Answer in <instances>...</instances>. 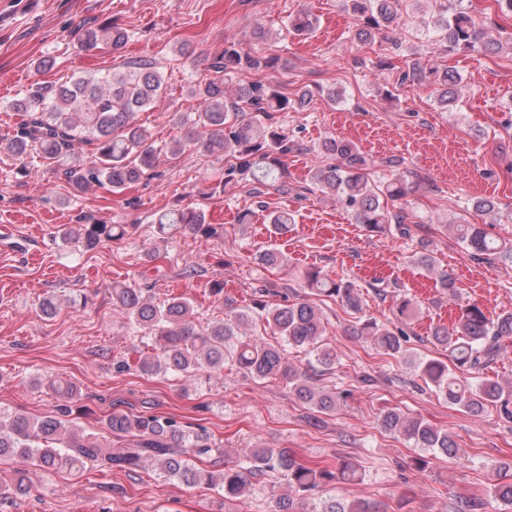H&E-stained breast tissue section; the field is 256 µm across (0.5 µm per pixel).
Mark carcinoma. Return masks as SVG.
<instances>
[{
	"label": "carcinoma",
	"instance_id": "obj_1",
	"mask_svg": "<svg viewBox=\"0 0 512 512\" xmlns=\"http://www.w3.org/2000/svg\"><path fill=\"white\" fill-rule=\"evenodd\" d=\"M406 0H349L348 9L356 23V37L369 43L401 18ZM128 30L112 25L90 28L84 32L85 48L110 47L119 50L129 42ZM420 40L426 45L439 43L449 51L494 53L500 43L489 38L462 6L451 0L437 16L421 22ZM274 56L253 54L241 43H232L224 53L207 60V75L189 87L198 101L195 115L182 113L179 123L188 127L185 138L155 144L148 129L136 115L157 106L166 86L154 64L145 60L126 63V71H96L64 82H36L24 95L13 100L8 109L22 113L14 134L0 137V150L26 165L30 161L54 167L76 187L92 184L109 186L119 193L129 185L151 175L156 157L163 154L176 162L190 151L225 160L224 180L245 181L255 196L274 188L288 191V156L305 150L288 136L277 114L310 105V95L303 91L290 99L270 85L255 81L229 91L224 77L235 71L264 72L277 66ZM441 87L438 98L443 108L457 100L459 77L452 71L420 66L408 69L404 79L420 83L426 76ZM203 128L205 134L197 132ZM92 147L83 156V147ZM321 152L329 162L315 166L310 184L335 195L351 213L355 223L372 233L395 230L411 237L422 230L418 224L405 223L403 208L397 207L411 187L404 179L379 180L375 164L358 147L342 139H328ZM472 210L492 214L512 223V210L501 213L492 198H478ZM160 232L179 226L192 233L219 237L221 224H209L203 211L184 207L161 213L154 218ZM267 223L275 235L288 233L291 215L271 211ZM449 230L455 232L462 248L481 263L512 264V239L488 236L483 225L471 224L463 216L452 215ZM125 235L121 224H71L61 234L65 244L77 243L91 250L105 241ZM266 269H278L285 259L275 248H266L255 256ZM308 286L317 295L334 298L350 312L362 310V300L351 282L332 279L312 270L305 275ZM113 305L119 310L131 333L151 340L152 350L138 351L133 364L144 374L174 373L187 381L207 373H219L224 363L233 364L241 373L256 380H275L301 402L320 413L336 410L341 394L325 391L317 385V373L336 368V352L324 347L322 311L312 302L291 300L281 295L280 302L265 300L239 309L220 322L201 324L191 300L173 296L161 303L143 289L129 285L112 289ZM394 316L401 326L389 328L371 318L360 319L353 335L367 336L382 354L414 365L416 375L434 388L448 405L472 417L481 416L493 406L507 422H512V385L503 386L483 377V372L501 355L500 340L512 336V312L491 320L476 303L467 306L452 327H434L429 343L448 351V361L439 358L414 362L406 344L410 341L405 326L417 316L413 299H401ZM279 338L270 343L264 334ZM302 349L311 353L317 368L307 371L290 364L288 354ZM46 385L61 397L77 396L69 381L50 379ZM379 430L413 443L416 448L438 452L446 457L456 454L457 444L447 431L397 407L387 408L378 419ZM110 434L125 437L129 446L120 450L102 436L85 434L72 421L66 403L43 417L32 418L19 412L0 410V458H19L43 472L81 471L86 464L103 468L132 469L149 464L164 478L193 488L199 485L219 487L224 499L241 497L250 479L281 475L288 481L289 494L275 499L274 512H296L293 495L311 497L309 512H386L365 501H347L334 493L318 494L330 483L357 478V465L343 460L332 468L327 464L298 457L288 448H253L243 458L226 459L204 432L195 431L173 417L152 413L128 414L116 410L107 418ZM30 485L23 473L6 485H0V501L23 496ZM492 498L512 507V479L500 477L490 490Z\"/></svg>",
	"mask_w": 512,
	"mask_h": 512
}]
</instances>
